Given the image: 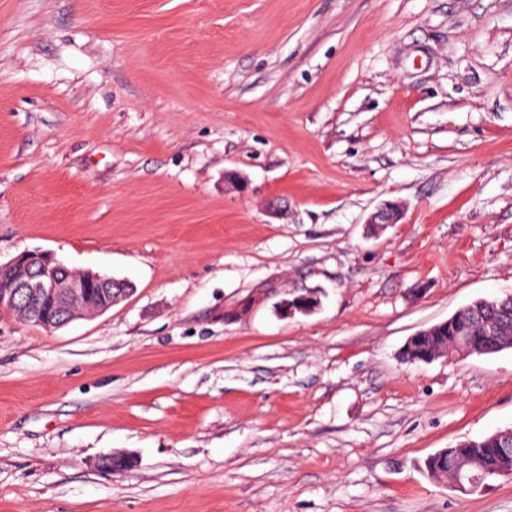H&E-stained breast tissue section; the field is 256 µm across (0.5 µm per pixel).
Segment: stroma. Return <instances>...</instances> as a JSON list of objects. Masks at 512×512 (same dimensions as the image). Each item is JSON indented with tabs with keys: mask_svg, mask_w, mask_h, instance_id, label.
Wrapping results in <instances>:
<instances>
[{
	"mask_svg": "<svg viewBox=\"0 0 512 512\" xmlns=\"http://www.w3.org/2000/svg\"><path fill=\"white\" fill-rule=\"evenodd\" d=\"M32 251L133 290L0 309V512H512L424 472L512 426V349L402 357L512 292V0H0Z\"/></svg>",
	"mask_w": 512,
	"mask_h": 512,
	"instance_id": "obj_1",
	"label": "stroma"
}]
</instances>
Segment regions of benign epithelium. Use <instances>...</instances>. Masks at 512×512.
I'll return each mask as SVG.
<instances>
[{
    "label": "benign epithelium",
    "mask_w": 512,
    "mask_h": 512,
    "mask_svg": "<svg viewBox=\"0 0 512 512\" xmlns=\"http://www.w3.org/2000/svg\"><path fill=\"white\" fill-rule=\"evenodd\" d=\"M399 217L400 208L390 203L371 213L367 223L396 224ZM10 267L17 269V275L9 285L0 287V308L13 310L23 301L27 319L47 329L102 313L128 296L125 282L91 270L73 274L47 252L22 255ZM312 300L311 295L300 294L291 300H282L280 305L291 315L295 311H310ZM454 486L463 492L487 488L479 477L469 472L458 473Z\"/></svg>",
    "instance_id": "obj_1"
}]
</instances>
